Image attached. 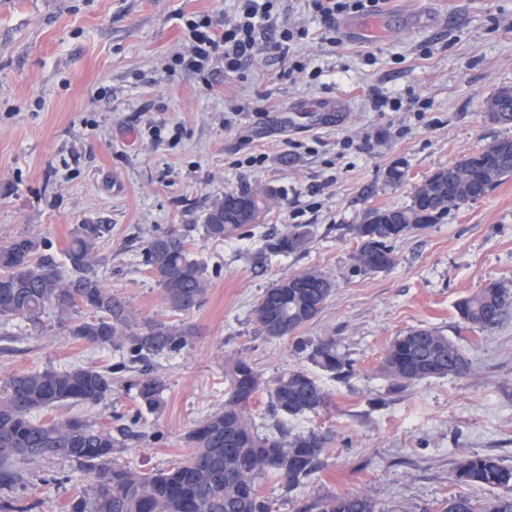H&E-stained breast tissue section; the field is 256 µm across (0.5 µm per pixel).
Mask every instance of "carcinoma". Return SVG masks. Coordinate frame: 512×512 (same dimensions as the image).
I'll use <instances>...</instances> for the list:
<instances>
[{"mask_svg":"<svg viewBox=\"0 0 512 512\" xmlns=\"http://www.w3.org/2000/svg\"><path fill=\"white\" fill-rule=\"evenodd\" d=\"M482 118L512 124V86H503L483 102ZM512 176V139L502 138L424 177L411 203L370 209L362 223L349 231L356 248L352 271H383L395 263L394 244L410 232L438 223L448 212L484 197ZM273 192L243 189L214 199L204 215V232L215 240L235 236L256 223L272 202ZM107 226L81 224L65 256L66 273L43 254L45 241L19 235L0 244V322L21 319L39 326L46 308L55 310L68 335L101 349H127L140 361L166 358L188 345L194 326L165 320L137 322L126 302L96 273L98 241ZM305 224L274 230L261 256L291 254L306 246ZM145 262L164 293L168 307L188 314L202 303L209 280L201 262L189 255L184 236L170 231L146 242ZM334 288L331 276L316 269L295 272L275 282L261 295L255 309L260 335L295 339L297 350L316 368L337 380L353 373L351 361L336 341L305 340L297 332L324 309ZM82 308L91 316L73 319ZM467 330L492 332L512 316V289L502 282L486 283L455 304ZM380 370L403 390L429 378L463 377L469 360L458 344L432 327L410 328L387 346ZM230 386L224 409L198 421L186 434L190 452L168 469L140 473L122 465L112 429L78 416L54 415L39 421L34 414L67 404L95 405L112 391L110 372L93 367L67 371L44 368L10 375L0 385V490L24 483V466L38 459L75 462L92 475L90 492L76 496L66 512H270L258 483L279 476L293 490L322 468L331 440L327 431L294 433L287 418L327 408L331 395L307 366L291 367L271 380L244 357L228 369ZM140 408L156 412L162 406L163 378L148 366L132 382ZM267 391L274 428L261 432L249 407ZM452 484L463 488L489 486L501 490L492 498L476 499L459 492L438 512H512V466L492 455L463 456L453 468ZM35 504L0 497V512H31ZM303 512H375L364 494H343L316 501Z\"/></svg>","mask_w":512,"mask_h":512,"instance_id":"obj_1","label":"carcinoma"}]
</instances>
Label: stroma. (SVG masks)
<instances>
[{
	"instance_id": "stroma-1",
	"label": "stroma",
	"mask_w": 512,
	"mask_h": 512,
	"mask_svg": "<svg viewBox=\"0 0 512 512\" xmlns=\"http://www.w3.org/2000/svg\"><path fill=\"white\" fill-rule=\"evenodd\" d=\"M233 0H0V241L44 238L64 263L78 225L104 224L98 277L139 320L193 324L181 351L156 362L165 381L159 412L138 409L134 368L113 373L112 391L71 411L111 427L119 461L139 472L169 468L189 451L185 435L224 406L227 359L245 357L264 379L304 363L290 339L258 334L255 308L276 280L318 268L335 281L321 314L299 331L332 338L353 377L318 378L327 409L289 428L330 431L326 465L286 492L265 478L271 512H299L312 500L368 495L376 512H430L457 493L450 473L467 453L512 466V319L489 333L457 328L455 303L489 281L512 287V176L485 197L451 211L395 245L385 271L351 270L347 228L368 209L410 204L435 168L501 138L512 125L485 122L482 103L512 86V0H389L359 16L369 34L326 50L323 24L302 0H282L280 19L309 30L287 60L272 48L225 79L175 62L183 51L175 15L223 21ZM375 64H366L364 52ZM322 67L319 83L293 62ZM431 101L424 112H376L372 93ZM343 111H336V103ZM245 106L234 115L233 105ZM262 155L249 167L245 158ZM403 173L388 180L391 168ZM273 189L259 222L214 240L203 230L212 199ZM291 224L310 230L304 250L256 262L268 234ZM177 230L210 286L189 314L172 311L145 265L144 245ZM435 327L470 360L463 377L430 378L395 391L380 372L389 342ZM68 335L54 311L41 327L0 323V382L51 367L100 369L125 360ZM14 496L37 512H62L76 489V463L49 458L29 466Z\"/></svg>"
}]
</instances>
